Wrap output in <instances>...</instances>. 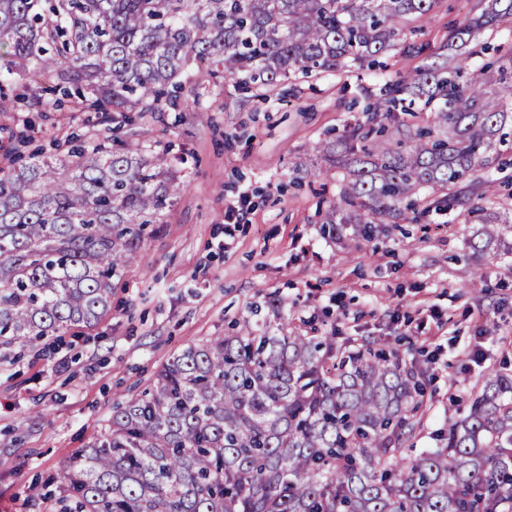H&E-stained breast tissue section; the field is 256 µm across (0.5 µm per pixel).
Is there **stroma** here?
<instances>
[{"mask_svg":"<svg viewBox=\"0 0 512 512\" xmlns=\"http://www.w3.org/2000/svg\"><path fill=\"white\" fill-rule=\"evenodd\" d=\"M471 3L440 0L408 43L439 51ZM422 63L400 45L360 68L296 73L262 90L193 66L175 110L130 122L77 111L60 91L35 99L29 80L0 72V160L15 149L57 158L115 134L166 153L184 180L96 325L12 346L0 369V512H59L55 475L104 433L113 406L173 354L224 335L273 298L338 342L380 340L420 361L429 384L419 450L437 447L489 376L512 373V278L493 252L473 249L481 226L463 208L431 207L365 235L352 224L333 238L321 230L340 171L313 144L373 121L369 105ZM496 150L491 209L512 216V140ZM475 266L482 278L473 284Z\"/></svg>","mask_w":512,"mask_h":512,"instance_id":"35a3bbf8","label":"stroma"}]
</instances>
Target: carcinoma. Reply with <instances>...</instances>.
I'll list each match as a JSON object with an SVG mask.
<instances>
[{
    "mask_svg": "<svg viewBox=\"0 0 512 512\" xmlns=\"http://www.w3.org/2000/svg\"><path fill=\"white\" fill-rule=\"evenodd\" d=\"M440 0H0V61L9 74L76 87L78 111H167L186 68L271 86L301 71L361 67L396 46ZM512 31V0H474L448 31L476 58L486 30ZM491 67L431 53L373 111L435 104L439 134L405 145L363 125L316 152L354 157L323 231L404 221L401 203L465 185L448 203L480 214L474 175L491 167L512 121V83ZM182 181L165 153L120 140L55 161L0 167V348L35 347L108 313L145 227ZM511 224L483 221L473 247L512 255ZM249 308L235 331L178 351L141 394L113 407L101 439L56 477L60 512H512V375L488 378L440 446L405 449L423 427L427 372L378 340L353 347L305 321Z\"/></svg>",
    "mask_w": 512,
    "mask_h": 512,
    "instance_id": "carcinoma-1",
    "label": "carcinoma"
}]
</instances>
